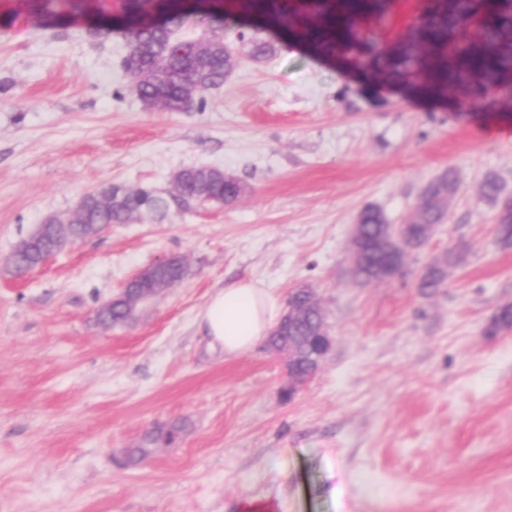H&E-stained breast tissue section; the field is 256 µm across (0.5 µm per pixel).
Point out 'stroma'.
<instances>
[{"label": "stroma", "instance_id": "obj_1", "mask_svg": "<svg viewBox=\"0 0 512 512\" xmlns=\"http://www.w3.org/2000/svg\"><path fill=\"white\" fill-rule=\"evenodd\" d=\"M178 39H221L237 63L188 112L145 107L119 33L37 24L0 0V512H512V246L495 236L486 178L512 196V113L457 112L404 94L231 13L186 17ZM273 50L250 56L252 39ZM213 167L244 193L122 224L26 277L15 246L108 183L172 194ZM453 170L457 191L426 246L390 281L350 270L360 212L411 216ZM459 262L424 295L422 270ZM186 275L132 322L95 314L139 268ZM250 281L287 301L310 285L332 346L286 397L266 343L211 349L197 316ZM175 443L127 460L155 430Z\"/></svg>", "mask_w": 512, "mask_h": 512}]
</instances>
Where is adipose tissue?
Masks as SVG:
<instances>
[{
    "instance_id": "1",
    "label": "adipose tissue",
    "mask_w": 512,
    "mask_h": 512,
    "mask_svg": "<svg viewBox=\"0 0 512 512\" xmlns=\"http://www.w3.org/2000/svg\"><path fill=\"white\" fill-rule=\"evenodd\" d=\"M280 314L278 299L254 283H239L215 291L197 320L211 344L235 357L266 338Z\"/></svg>"
}]
</instances>
